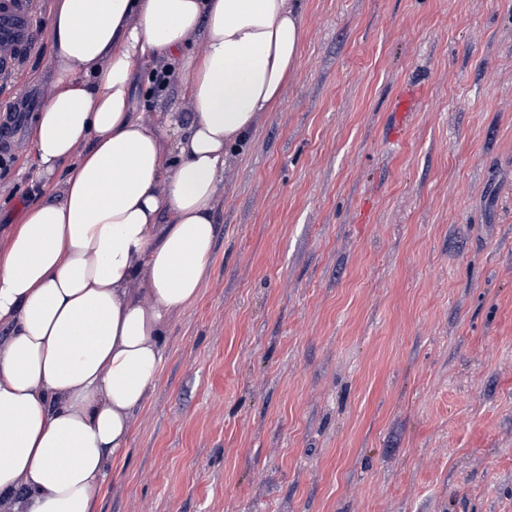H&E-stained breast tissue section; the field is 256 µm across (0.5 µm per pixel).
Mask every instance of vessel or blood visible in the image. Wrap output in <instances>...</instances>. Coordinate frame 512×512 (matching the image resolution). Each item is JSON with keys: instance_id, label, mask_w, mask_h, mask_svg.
<instances>
[{"instance_id": "1", "label": "vessel or blood", "mask_w": 512, "mask_h": 512, "mask_svg": "<svg viewBox=\"0 0 512 512\" xmlns=\"http://www.w3.org/2000/svg\"><path fill=\"white\" fill-rule=\"evenodd\" d=\"M41 0H0V80L14 78L37 35Z\"/></svg>"}]
</instances>
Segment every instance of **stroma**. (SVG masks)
I'll list each match as a JSON object with an SVG mask.
<instances>
[{"label":"stroma","mask_w":512,"mask_h":512,"mask_svg":"<svg viewBox=\"0 0 512 512\" xmlns=\"http://www.w3.org/2000/svg\"><path fill=\"white\" fill-rule=\"evenodd\" d=\"M299 7L298 63L226 159L207 281L93 512H512V0ZM154 68L137 110L189 116ZM53 80L45 29L0 102ZM15 135L0 243L66 176Z\"/></svg>","instance_id":"1"}]
</instances>
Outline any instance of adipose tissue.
I'll return each mask as SVG.
<instances>
[{"label": "adipose tissue", "mask_w": 512, "mask_h": 512, "mask_svg": "<svg viewBox=\"0 0 512 512\" xmlns=\"http://www.w3.org/2000/svg\"><path fill=\"white\" fill-rule=\"evenodd\" d=\"M55 78L35 115L40 176L0 247V504L92 512L210 265L225 151L280 98L300 55L292 0H56ZM197 41V53L184 46ZM180 56L192 116L135 114L136 66Z\"/></svg>", "instance_id": "ef3b65f1"}]
</instances>
